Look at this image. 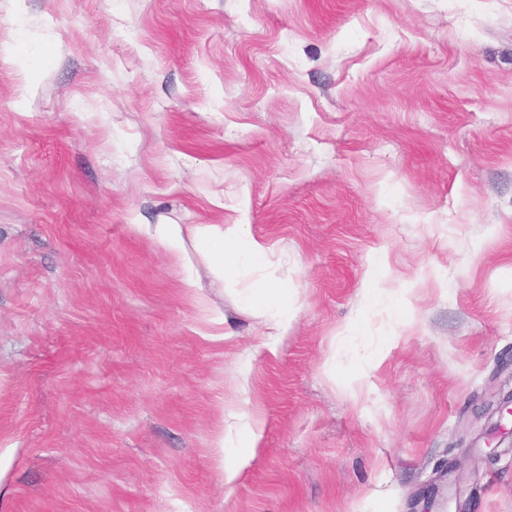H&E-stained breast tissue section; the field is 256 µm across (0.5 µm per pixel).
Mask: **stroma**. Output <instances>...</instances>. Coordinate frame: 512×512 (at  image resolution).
Wrapping results in <instances>:
<instances>
[{"instance_id":"35a3bbf8","label":"stroma","mask_w":512,"mask_h":512,"mask_svg":"<svg viewBox=\"0 0 512 512\" xmlns=\"http://www.w3.org/2000/svg\"><path fill=\"white\" fill-rule=\"evenodd\" d=\"M510 353L512 0H0V512H512ZM241 224H155L153 235L172 254H180L185 240L201 248L213 273L224 279L244 263L259 266L267 259V249L250 240L247 249L241 247L244 232Z\"/></svg>"}]
</instances>
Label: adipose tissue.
<instances>
[{
    "label": "adipose tissue",
    "instance_id": "1",
    "mask_svg": "<svg viewBox=\"0 0 512 512\" xmlns=\"http://www.w3.org/2000/svg\"><path fill=\"white\" fill-rule=\"evenodd\" d=\"M153 234L173 254L181 253L186 241H193L220 278L231 275L241 264L259 266L267 259L262 243L244 241L239 224H158Z\"/></svg>",
    "mask_w": 512,
    "mask_h": 512
}]
</instances>
